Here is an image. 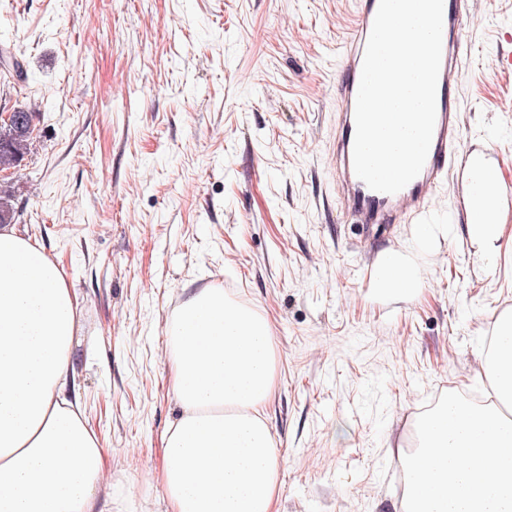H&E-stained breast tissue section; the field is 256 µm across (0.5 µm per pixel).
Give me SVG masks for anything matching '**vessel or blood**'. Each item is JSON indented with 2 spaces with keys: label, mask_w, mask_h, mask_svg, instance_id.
<instances>
[{
  "label": "vessel or blood",
  "mask_w": 512,
  "mask_h": 512,
  "mask_svg": "<svg viewBox=\"0 0 512 512\" xmlns=\"http://www.w3.org/2000/svg\"><path fill=\"white\" fill-rule=\"evenodd\" d=\"M357 16L340 54L337 73L336 183L342 211L352 223L389 226L418 221L434 205L438 187L460 169L462 178L474 172L491 176L492 149L468 139L461 131L458 79L462 38L470 16L472 0H444L442 59L437 87V111L428 157L419 173L394 194L370 189L355 173L353 145L355 104L367 41L379 0H357Z\"/></svg>",
  "instance_id": "vessel-or-blood-1"
}]
</instances>
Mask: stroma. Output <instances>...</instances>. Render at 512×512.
Returning a JSON list of instances; mask_svg holds the SVG:
<instances>
[{
  "mask_svg": "<svg viewBox=\"0 0 512 512\" xmlns=\"http://www.w3.org/2000/svg\"><path fill=\"white\" fill-rule=\"evenodd\" d=\"M356 0H0V113L33 142L4 184L14 228L80 299L74 388L131 512L179 413L166 323L219 286L272 326L278 512H400L392 452L437 391L486 389L475 336L512 309V254L474 259L461 182L435 225L350 223L336 201V69ZM512 0H477L462 127L512 184ZM406 253L425 285L383 293Z\"/></svg>",
  "mask_w": 512,
  "mask_h": 512,
  "instance_id": "1",
  "label": "stroma"
}]
</instances>
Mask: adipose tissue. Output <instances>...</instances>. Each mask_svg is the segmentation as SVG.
Returning a JSON list of instances; mask_svg holds the SVG:
<instances>
[{
  "label": "adipose tissue",
  "mask_w": 512,
  "mask_h": 512,
  "mask_svg": "<svg viewBox=\"0 0 512 512\" xmlns=\"http://www.w3.org/2000/svg\"><path fill=\"white\" fill-rule=\"evenodd\" d=\"M476 261L496 272L512 251L504 221L468 224ZM382 291L422 287L390 253ZM80 301L59 262L0 228V512H123L111 457L71 386ZM165 361L179 406L149 481L166 512H276L280 452L266 408L276 390L269 319L220 288L193 292L166 326Z\"/></svg>",
  "instance_id": "adipose-tissue-1"
}]
</instances>
